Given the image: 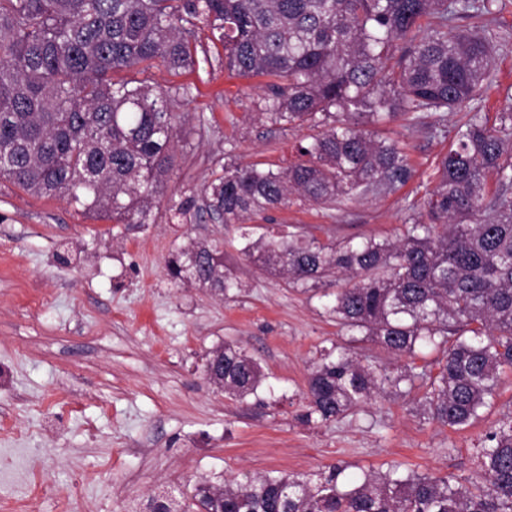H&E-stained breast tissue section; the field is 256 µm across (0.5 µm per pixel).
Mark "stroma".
Instances as JSON below:
<instances>
[{"mask_svg":"<svg viewBox=\"0 0 512 512\" xmlns=\"http://www.w3.org/2000/svg\"><path fill=\"white\" fill-rule=\"evenodd\" d=\"M490 27L509 41L475 104L492 114L512 110V0ZM195 38V69L144 74L149 84L189 89L171 105L174 159L148 223L117 224L0 181V512H73L81 503L88 512H141L162 489L188 494L204 480L312 475L331 465L351 475L398 465L474 477L475 448L512 410V371L501 373L492 406L460 431L428 420L418 389L381 394L333 422L304 421L307 376L342 331L320 293L261 273L240 251L246 231L395 238L411 204L432 189L451 134L400 120L376 126L414 168L394 192L329 207L294 198L240 224L215 222L200 211L202 187L224 162L286 168L307 130L267 121V78L225 71L207 26ZM183 202L191 214H174ZM200 240L219 243L241 283L234 298L169 276L171 255ZM227 342L267 376L243 403L204 373L206 354Z\"/></svg>","mask_w":512,"mask_h":512,"instance_id":"1","label":"stroma"}]
</instances>
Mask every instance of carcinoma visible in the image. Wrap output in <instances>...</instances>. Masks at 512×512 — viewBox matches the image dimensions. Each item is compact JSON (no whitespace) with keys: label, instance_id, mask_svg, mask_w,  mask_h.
Here are the masks:
<instances>
[{"label":"carcinoma","instance_id":"1","mask_svg":"<svg viewBox=\"0 0 512 512\" xmlns=\"http://www.w3.org/2000/svg\"><path fill=\"white\" fill-rule=\"evenodd\" d=\"M495 7L503 0H0V177L118 224L147 223L172 163L169 105L188 90L112 74L195 67L189 34L200 22L224 46L225 70L272 79L271 122L312 130L287 168L224 164L204 188L208 215L237 224L292 194L328 206L390 193L413 170L372 127L401 119L441 134L448 113L480 99L497 47L480 30ZM416 207L395 240L245 239L241 252L291 288L344 282L324 296L348 340L323 350L309 374L306 420L333 421L380 392L418 387L428 419L459 430L512 369V112L492 124L464 113ZM167 269L224 296L239 287L216 243L182 250ZM359 336L397 357L431 347L438 371L365 364L352 346ZM204 371L239 402L265 380L231 343L207 354ZM475 459L480 481L468 486L398 466L356 477L333 465L315 480L203 481L189 502L170 497L167 512H512V413Z\"/></svg>","mask_w":512,"mask_h":512}]
</instances>
